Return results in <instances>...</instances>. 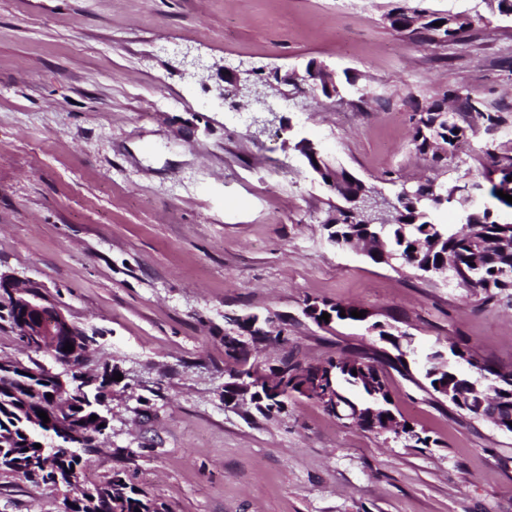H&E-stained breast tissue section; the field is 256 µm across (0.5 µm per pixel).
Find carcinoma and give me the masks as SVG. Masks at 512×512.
<instances>
[{
    "label": "carcinoma",
    "instance_id": "carcinoma-1",
    "mask_svg": "<svg viewBox=\"0 0 512 512\" xmlns=\"http://www.w3.org/2000/svg\"><path fill=\"white\" fill-rule=\"evenodd\" d=\"M390 26L406 33L418 41L429 42L440 39L448 44L462 41L463 35L474 23L483 20L479 12L437 13L428 6V0H394L386 13ZM442 25L437 26L435 22ZM442 100L452 101L457 110L444 119L438 106L419 111L412 116V142L415 149L429 157L433 165L448 167V162L457 158L458 144L478 139L479 133L493 134L503 123V108L488 105L482 98L456 89L446 91ZM474 112L483 120L484 130L459 122V111ZM307 165L336 198L328 201L325 216L333 223L324 224L327 240L338 248H350L362 244L372 260L388 265L395 263L421 276L448 277L461 288L481 296L484 304L500 301L512 303V223L504 224L501 214L487 206L484 201L483 184L479 181H460L432 186L430 181L406 184L393 178L389 182L396 186L390 193L398 209L393 224H362L350 209V202L357 196H369L380 192L376 186L356 177L343 166L325 157L317 147L303 145L298 149ZM476 156L484 160L483 175L496 169L512 173V148L503 149L495 140L479 143ZM470 203L463 211L461 227L435 222L434 215L441 209H452L458 204ZM328 309L329 322H364L351 316V311L361 310L353 304H322ZM227 323L237 326L234 334H224V356L227 363L245 374L252 367L247 351L240 347L239 318L229 317ZM391 347L397 355L373 349L352 357L361 364L391 368L410 373L405 361L406 353L401 346ZM347 357L329 359L324 363L298 365L288 357L280 360L279 383L290 390H298L307 382L319 378L324 387L334 389L338 409H329L333 417L353 416L366 409L370 400L377 407L387 410L391 405L389 392L385 390L384 374H379L378 383L382 391L371 396V391L359 374L347 368ZM474 373L464 375L457 365L441 356L435 362V372L422 368L423 378L431 389L436 383L448 386V402L458 406V396L473 405L485 400L487 394L483 384L500 377V367L483 362L472 364ZM39 377H31L16 369L7 375L0 371V472L21 476L34 484H50L73 492L65 497V512H166L148 494L130 483L123 472L115 471L100 483V496L96 499L79 491L83 474V455L96 448V435L103 431L104 419H91L93 409L88 407L86 397H101L103 390L116 383L114 369L104 368L97 375L98 382L84 387L83 376L71 374L72 404L70 435L54 425H46L33 419L37 410L47 402L46 394L56 387L55 372L36 366ZM361 393L364 401H352L347 390ZM255 408L266 416L287 412L288 397L284 393L262 392L257 396ZM41 448H36V445Z\"/></svg>",
    "mask_w": 512,
    "mask_h": 512
}]
</instances>
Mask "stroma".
Listing matches in <instances>:
<instances>
[{
  "label": "stroma",
  "mask_w": 512,
  "mask_h": 512,
  "mask_svg": "<svg viewBox=\"0 0 512 512\" xmlns=\"http://www.w3.org/2000/svg\"><path fill=\"white\" fill-rule=\"evenodd\" d=\"M391 0H0V271L43 284L96 333L89 370L122 376L89 484L126 473L168 512H512V432L449 406L422 376L385 368L397 416L429 439L327 415L306 398L265 417L224 400L227 316L280 314L269 367L383 342L318 327L306 300L397 321L411 349L457 346L512 368V306L329 244L330 195L293 145L380 184L435 178L411 117L462 88L512 108V20L463 43L390 27ZM318 61L342 98L273 86L264 131L220 92L225 69ZM65 491L0 475V512H64Z\"/></svg>",
  "instance_id": "obj_1"
}]
</instances>
